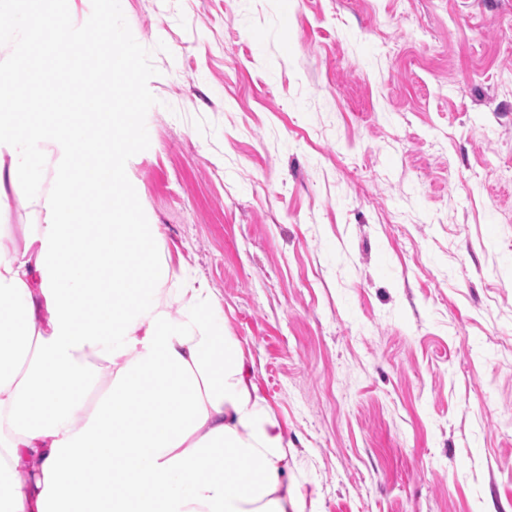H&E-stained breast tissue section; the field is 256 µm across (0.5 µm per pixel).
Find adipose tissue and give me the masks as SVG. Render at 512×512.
<instances>
[{
  "mask_svg": "<svg viewBox=\"0 0 512 512\" xmlns=\"http://www.w3.org/2000/svg\"><path fill=\"white\" fill-rule=\"evenodd\" d=\"M44 232V225H37L20 250L0 239V512H38V497L44 489L41 465L49 458L54 439L45 435L32 439L15 433L8 424L16 385L28 369L37 339L53 334L41 289L42 273L36 267ZM158 298L163 311L170 303H178L179 321L189 322L193 328L192 341L177 345L176 350L198 379L208 411L205 424L183 442V449H192L213 429L230 427L271 459L278 477L272 498L283 512H318L316 499L307 498L303 491L285 430L260 396L244 346L229 332L214 290L204 279L173 271ZM144 353L139 345L109 362L98 357L92 347L73 350L78 363L94 364L101 374L90 399L74 412L72 422L65 424L58 436L79 432L118 369ZM24 471L29 474L25 480L20 477Z\"/></svg>",
  "mask_w": 512,
  "mask_h": 512,
  "instance_id": "obj_1",
  "label": "adipose tissue"
}]
</instances>
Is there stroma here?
<instances>
[{
    "instance_id": "obj_1",
    "label": "stroma",
    "mask_w": 512,
    "mask_h": 512,
    "mask_svg": "<svg viewBox=\"0 0 512 512\" xmlns=\"http://www.w3.org/2000/svg\"><path fill=\"white\" fill-rule=\"evenodd\" d=\"M124 15L158 71L128 178L320 512H512V0Z\"/></svg>"
}]
</instances>
